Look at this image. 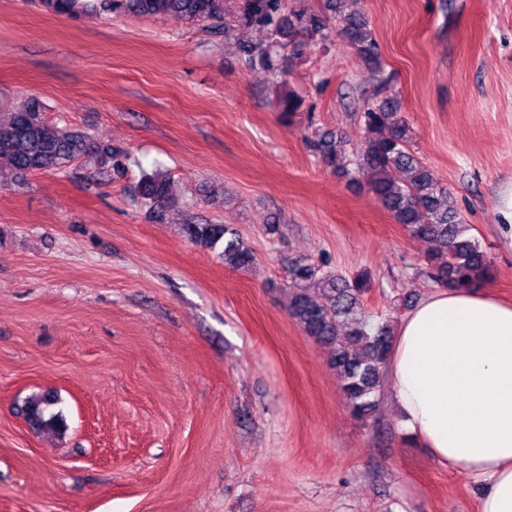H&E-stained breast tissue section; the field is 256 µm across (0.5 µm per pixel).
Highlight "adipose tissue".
<instances>
[{
  "instance_id": "obj_1",
  "label": "adipose tissue",
  "mask_w": 512,
  "mask_h": 512,
  "mask_svg": "<svg viewBox=\"0 0 512 512\" xmlns=\"http://www.w3.org/2000/svg\"><path fill=\"white\" fill-rule=\"evenodd\" d=\"M386 384L406 435L479 512H512V302L488 284L431 293L397 325Z\"/></svg>"
}]
</instances>
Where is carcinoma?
I'll use <instances>...</instances> for the list:
<instances>
[{
  "mask_svg": "<svg viewBox=\"0 0 512 512\" xmlns=\"http://www.w3.org/2000/svg\"><path fill=\"white\" fill-rule=\"evenodd\" d=\"M225 0H39L46 11L79 16L93 11L107 17L126 15L170 17L188 23L209 22L224 28ZM325 17L294 10L281 14V0H246L241 22L258 25L269 32L265 44L241 42L240 53L248 61L259 60L268 72H282L285 51L296 36L309 40L325 37L327 22L337 17L341 0H326ZM344 44L353 49L368 70L380 71L382 59L369 21L361 13L342 19L338 31ZM360 139L351 144L343 137L325 136L313 141L322 160L337 169L346 146L358 174L368 180L376 199L403 225L410 236L428 244L429 276L444 288H470L487 274L489 259L454 208L448 189L434 180L415 155L407 121L388 99L373 101L364 108ZM89 163L102 169L120 170L112 146L88 134L72 132L46 120L44 102L32 96L12 112H0V174H8L16 185L40 171L62 172L74 163ZM135 196L155 212L175 204L171 177L161 170L144 174L134 187ZM184 232L195 244L214 249L223 245L224 266L245 269L255 264V255L240 240L231 224H186ZM288 311L291 319L315 342L331 353L329 366L341 378L352 414L364 420L376 407L391 354L394 335L384 322L374 323L355 314L361 310L367 277L349 282L300 257L288 268ZM316 288L319 297L308 294ZM57 393H34L20 406L27 425L36 432L63 433L65 417L54 407Z\"/></svg>",
  "mask_w": 512,
  "mask_h": 512,
  "instance_id": "cac0c4a2",
  "label": "carcinoma"
}]
</instances>
